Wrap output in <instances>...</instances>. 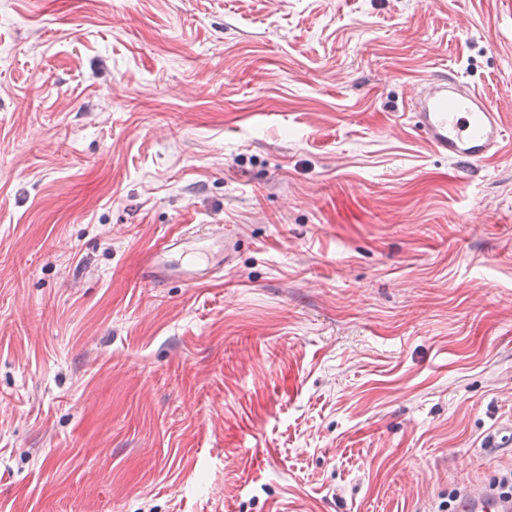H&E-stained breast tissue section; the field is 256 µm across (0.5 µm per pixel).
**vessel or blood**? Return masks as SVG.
Here are the masks:
<instances>
[{"instance_id":"1","label":"vessel or blood","mask_w":512,"mask_h":512,"mask_svg":"<svg viewBox=\"0 0 512 512\" xmlns=\"http://www.w3.org/2000/svg\"><path fill=\"white\" fill-rule=\"evenodd\" d=\"M415 128L440 156L458 162H483L499 155L512 139L490 101L455 74L429 76L414 101ZM198 230L165 240L148 253L142 279L159 287L168 279L181 278L196 285L218 278L233 258L236 244L220 235L209 246H200ZM455 512H512V497L499 493L493 483L464 490L456 497Z\"/></svg>"}]
</instances>
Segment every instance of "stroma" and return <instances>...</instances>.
<instances>
[{"label":"stroma","mask_w":512,"mask_h":512,"mask_svg":"<svg viewBox=\"0 0 512 512\" xmlns=\"http://www.w3.org/2000/svg\"><path fill=\"white\" fill-rule=\"evenodd\" d=\"M512 0H0V512H448L512 471ZM222 279L154 288L186 229ZM414 127L439 156L457 162L495 158L510 132L490 101L448 72L431 75L414 100ZM204 238L211 240L210 245L197 247L195 244ZM235 249V242L224 239L223 235L200 234L199 230L189 228L148 253L141 277L153 287H160L173 277L181 278L188 285L200 284L222 277L224 265L232 261ZM171 254L179 255L178 264L167 260Z\"/></svg>","instance_id":"stroma-1"}]
</instances>
